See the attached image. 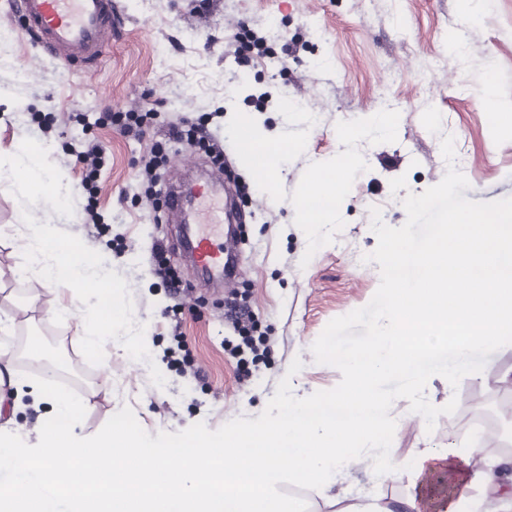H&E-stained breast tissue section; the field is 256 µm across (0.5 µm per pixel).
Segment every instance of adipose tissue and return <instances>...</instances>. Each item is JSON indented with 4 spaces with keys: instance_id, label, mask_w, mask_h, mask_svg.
<instances>
[{
    "instance_id": "ef3b65f1",
    "label": "adipose tissue",
    "mask_w": 512,
    "mask_h": 512,
    "mask_svg": "<svg viewBox=\"0 0 512 512\" xmlns=\"http://www.w3.org/2000/svg\"><path fill=\"white\" fill-rule=\"evenodd\" d=\"M300 140L241 138V154L265 151L270 170L261 185L274 194L283 152ZM344 184L334 168L316 171L303 189L304 223H324ZM385 298L365 343L337 352L343 381L337 393L283 405L223 438L204 435L145 446L137 427L115 415L83 434L82 417L97 390H56L29 443L15 421L16 402L0 397V512H298L281 485L292 481L324 492L348 464L369 454L377 477L420 482L439 468L460 485L447 512H512V478L479 462L472 449L426 448L399 460L386 436L392 399L382 383L398 376L412 391L433 377L463 380L479 373V351L512 344V211L453 214L425 245L388 244Z\"/></svg>"
}]
</instances>
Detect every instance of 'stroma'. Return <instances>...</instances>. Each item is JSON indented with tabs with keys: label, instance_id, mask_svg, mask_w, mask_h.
<instances>
[{
	"label": "stroma",
	"instance_id": "35a3bbf8",
	"mask_svg": "<svg viewBox=\"0 0 512 512\" xmlns=\"http://www.w3.org/2000/svg\"><path fill=\"white\" fill-rule=\"evenodd\" d=\"M115 2L121 23L100 66L73 68L43 54L0 0V156L27 137L51 143L74 212L63 217L46 203L28 210L111 256L166 383L156 386L129 357L88 363L80 350L84 316L72 296L16 279L26 209L0 180V311L12 319L19 378L40 381L45 362L25 352L29 337H40L57 380L75 393L100 390L83 432L125 414L139 421L147 445L219 437L276 412L290 396L336 393V353L365 342L387 285V235L420 245L449 212L512 206V124L491 125L478 104L488 90L512 115V0H209L202 10L193 0ZM271 22L280 36L269 41ZM315 28L322 37L312 36ZM390 107L396 124L379 133L375 124ZM148 108L154 115L139 139L76 119ZM238 113L270 138L304 139L280 161L276 196L257 185L239 152L231 121ZM187 122L222 140L225 173L251 189L239 207L237 261L243 302L266 339L253 361L225 352L223 294L194 288L166 206L147 200L135 180L156 150L170 162L205 163L196 147L170 139V129ZM78 141L106 151L92 194L69 152ZM321 165L335 166L345 192L315 227L303 223L298 201ZM161 258L177 269L179 288L155 274ZM384 389L395 418L388 441L402 460L467 443L475 417L512 405V387L491 371L430 380L418 395L398 377ZM422 395L434 407L424 426L410 416ZM419 490L423 512H442L457 494L447 472L426 475L417 488L403 476L372 478L362 458L331 492L395 507Z\"/></svg>",
	"mask_w": 512,
	"mask_h": 512
}]
</instances>
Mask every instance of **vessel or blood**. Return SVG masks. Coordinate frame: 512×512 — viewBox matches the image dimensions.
<instances>
[{
	"instance_id": "obj_1",
	"label": "vessel or blood",
	"mask_w": 512,
	"mask_h": 512,
	"mask_svg": "<svg viewBox=\"0 0 512 512\" xmlns=\"http://www.w3.org/2000/svg\"><path fill=\"white\" fill-rule=\"evenodd\" d=\"M12 6L41 50L64 63L96 66L112 40L114 0H13ZM224 182L223 170L217 169L209 182L188 189L173 182L164 187L167 208L181 227L182 244L197 272L195 282L208 290L236 275V240L225 233L212 207V187Z\"/></svg>"
}]
</instances>
